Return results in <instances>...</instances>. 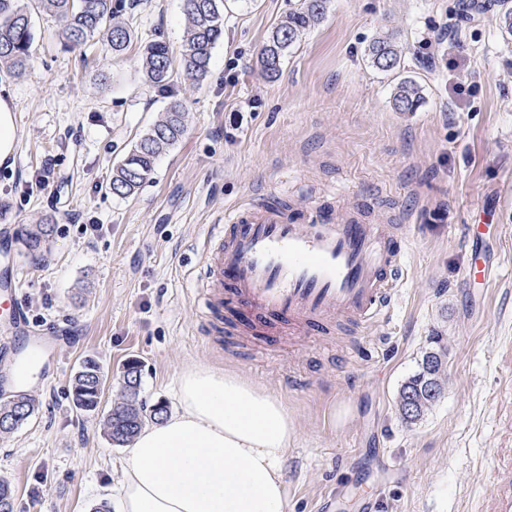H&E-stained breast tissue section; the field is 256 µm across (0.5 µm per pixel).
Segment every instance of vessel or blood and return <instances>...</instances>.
<instances>
[{"label":"vessel or blood","instance_id":"obj_1","mask_svg":"<svg viewBox=\"0 0 512 512\" xmlns=\"http://www.w3.org/2000/svg\"><path fill=\"white\" fill-rule=\"evenodd\" d=\"M193 282L200 315L216 327L225 306H243L247 329L322 335L338 321L379 327L395 306L406 240L388 224L343 217L331 207L290 211L280 201L225 210L211 225ZM19 272L0 285V314L22 320Z\"/></svg>","mask_w":512,"mask_h":512}]
</instances>
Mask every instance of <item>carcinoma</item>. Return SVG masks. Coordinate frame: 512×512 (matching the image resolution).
<instances>
[{
  "instance_id": "1",
  "label": "carcinoma",
  "mask_w": 512,
  "mask_h": 512,
  "mask_svg": "<svg viewBox=\"0 0 512 512\" xmlns=\"http://www.w3.org/2000/svg\"><path fill=\"white\" fill-rule=\"evenodd\" d=\"M20 0H0V66L10 71H23L30 65L35 34L30 12L19 5ZM327 0H301L299 7L288 11L269 34L259 53L262 73L276 75L288 50L309 29L320 23L326 12ZM226 0H184L188 26L180 52V65L194 82L203 83L210 73L212 53L224 38V8ZM38 5L62 24L65 43L76 48L89 41L101 43L112 55L125 52L133 40L130 27L113 22L123 0H38ZM369 62L376 69L391 72L401 67V53L392 38L379 36L366 48ZM174 54L162 41L150 43L145 50L143 68L147 81L157 87L169 84ZM420 100L419 89L411 80L400 83L393 98L400 112H412ZM187 128V112L179 100L169 102L164 116L153 124L112 170L109 189L119 197H130L138 192L154 170L157 158L174 146ZM54 233V224L47 221L27 232L22 240L26 255L35 258L47 248ZM433 346L425 350L415 371L401 385L402 400L413 402V411L401 404L400 417L409 424L420 420L425 411L444 395L442 374L446 350L440 338L431 337ZM76 372L71 398L74 406L84 412H94L101 401L97 372L99 364L92 358L82 361ZM126 383L122 401L113 406L104 419L106 434L112 444L124 446L149 421L157 422L167 414L166 405L158 402L151 406L140 399L141 371L137 362L126 367ZM35 399L25 394L0 405V419L5 428L0 435L17 430L35 412Z\"/></svg>"
}]
</instances>
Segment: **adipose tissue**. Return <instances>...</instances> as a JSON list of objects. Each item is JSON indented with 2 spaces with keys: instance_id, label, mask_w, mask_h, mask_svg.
Instances as JSON below:
<instances>
[{
  "instance_id": "obj_1",
  "label": "adipose tissue",
  "mask_w": 512,
  "mask_h": 512,
  "mask_svg": "<svg viewBox=\"0 0 512 512\" xmlns=\"http://www.w3.org/2000/svg\"><path fill=\"white\" fill-rule=\"evenodd\" d=\"M177 398L128 448L118 512H288L282 399L214 366L187 367Z\"/></svg>"
}]
</instances>
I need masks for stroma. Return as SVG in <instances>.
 <instances>
[{"mask_svg":"<svg viewBox=\"0 0 512 512\" xmlns=\"http://www.w3.org/2000/svg\"><path fill=\"white\" fill-rule=\"evenodd\" d=\"M23 2L32 59L21 74L0 73L19 137L0 164V249L21 273L30 326L61 341L52 379L35 371L15 383L35 414L0 436L14 512H114L102 489L118 488L126 450L103 424L132 359L141 398L171 412L191 364L239 371L280 397L295 427L289 512H360L366 495L374 512H486L495 461L512 452V35L498 10L327 0L323 20L268 78L258 52L298 0H228L208 79L178 72L161 89L144 77L143 49L156 40L180 49L183 0L117 14L135 33L118 57L95 42L67 49L55 18ZM381 35L396 39L400 70L370 66L365 49ZM404 80L420 88L412 112L393 106ZM174 99L188 112L185 135L136 195H113V167ZM269 195L293 210L329 205L369 224L404 223L407 273L388 323L279 336L272 368L255 354L265 336L230 347L203 332L189 285L209 227ZM487 213L496 222L486 235L461 236ZM47 218L50 249L31 260L21 239ZM477 251L492 268L482 288L465 280ZM435 334L446 392L407 425L398 390ZM87 357L112 382L94 412L69 395ZM294 376L306 387L295 389Z\"/></svg>","mask_w":512,"mask_h":512,"instance_id":"obj_1","label":"stroma"}]
</instances>
